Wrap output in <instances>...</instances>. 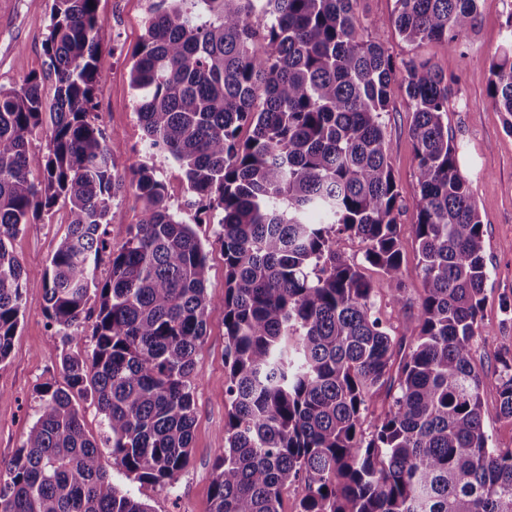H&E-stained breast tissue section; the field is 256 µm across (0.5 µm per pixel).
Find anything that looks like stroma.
<instances>
[{"label": "stroma", "instance_id": "stroma-1", "mask_svg": "<svg viewBox=\"0 0 512 512\" xmlns=\"http://www.w3.org/2000/svg\"><path fill=\"white\" fill-rule=\"evenodd\" d=\"M395 0H359V16L369 35L381 37L397 57L420 55L445 74L457 76L458 93L448 101V135L459 147V163L469 178L484 224L483 256L488 269L482 324L486 336L473 348V364L489 415L485 427L494 444L512 447V421L498 418V400L493 389L498 382V359L512 353V130L505 124L488 95L490 64L508 35L506 21L512 15V0H491L475 26L460 39L457 48L430 42L415 47L385 28ZM148 0H101L99 15L104 41L109 49L103 58L105 80L95 93V112L105 128L114 157L126 163L154 166L173 208L192 224L208 253L206 286L213 299L207 319V334L195 357L194 401L196 418L188 465L173 485L142 483L122 471L112 470V483L149 505L152 512H211L213 465L224 446V254L218 241L219 226L207 220L195 223L181 169L165 154L146 148L145 133L134 107L129 85L131 53L142 39V18ZM49 15L34 0H0V86L11 87L31 73L43 72L46 58L42 43ZM411 112L403 90L394 89L385 116V137L391 147L390 164L400 192L402 286L408 302L398 310L390 299V284L382 272L364 263V243L341 234L337 248L349 262L358 264L375 288L374 302L383 321L395 335L409 333L422 292L417 243L411 227L416 220L419 195L417 159L410 137ZM68 210L57 205L42 223L29 225L13 240L11 249L32 287L25 296V315L12 338L8 358L0 362V463L15 456L41 404L39 390L61 382L60 344L44 315L46 305L38 284L49 258L64 235Z\"/></svg>", "mask_w": 512, "mask_h": 512}]
</instances>
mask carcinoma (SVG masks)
Returning <instances> with one entry per match:
<instances>
[{
  "instance_id": "obj_1",
  "label": "carcinoma",
  "mask_w": 512,
  "mask_h": 512,
  "mask_svg": "<svg viewBox=\"0 0 512 512\" xmlns=\"http://www.w3.org/2000/svg\"><path fill=\"white\" fill-rule=\"evenodd\" d=\"M99 2L46 0V71L0 86V362L33 287L9 244L58 201L69 208L38 284L61 338L63 383L42 387L35 422L0 467V512H151L112 486L104 457L164 486L191 454L208 254L155 169L113 157L93 117L106 78ZM357 4L263 0L257 17L255 0H152L132 52L148 149L178 164L197 211L221 226L228 406L212 512H282V490L296 482L305 485L297 512H512V448L485 430L472 364L488 270L482 220L448 138L458 78L364 36ZM486 7L396 0L388 25L408 43L451 49ZM490 72L489 96L512 129V44ZM397 81L420 186L412 233L423 292L410 336L389 333L372 284L336 249L338 234L360 238L405 309L384 133ZM43 129L35 175L29 146ZM129 187L143 218L114 249L103 226ZM88 319L92 350H67ZM499 363V414L512 420V354ZM382 387L391 404L368 432ZM86 401L102 416V445L86 434Z\"/></svg>"
}]
</instances>
